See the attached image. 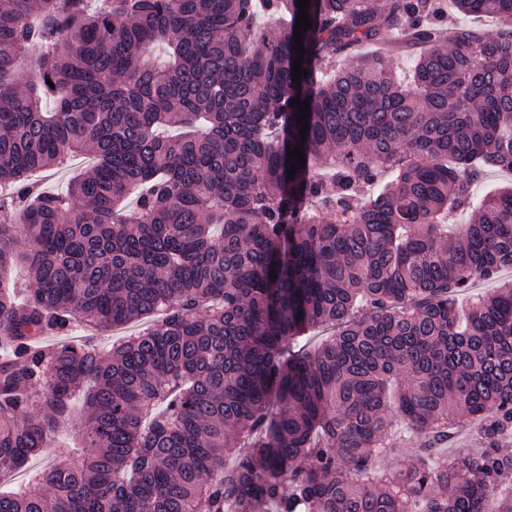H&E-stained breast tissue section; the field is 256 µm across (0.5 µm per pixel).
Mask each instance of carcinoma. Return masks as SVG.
Instances as JSON below:
<instances>
[{
  "label": "carcinoma",
  "instance_id": "cac0c4a2",
  "mask_svg": "<svg viewBox=\"0 0 512 512\" xmlns=\"http://www.w3.org/2000/svg\"><path fill=\"white\" fill-rule=\"evenodd\" d=\"M429 2L310 0L298 85L297 0L0 5V472L76 399L84 442L0 512H512V187L473 192L512 173V0H451L491 36ZM402 32L409 83L363 53ZM470 425L475 454L380 469ZM443 24L450 26L452 29L456 28H469L471 26L480 27L488 35H493L496 32L497 22L494 19L485 18L482 20H474L470 17H464L451 10L448 7L447 18L443 19ZM93 164L91 157L87 155L74 156L69 160L67 166L63 169H48L35 173L32 180L40 186L48 189H55L74 174L86 171Z\"/></svg>",
  "mask_w": 512,
  "mask_h": 512
}]
</instances>
